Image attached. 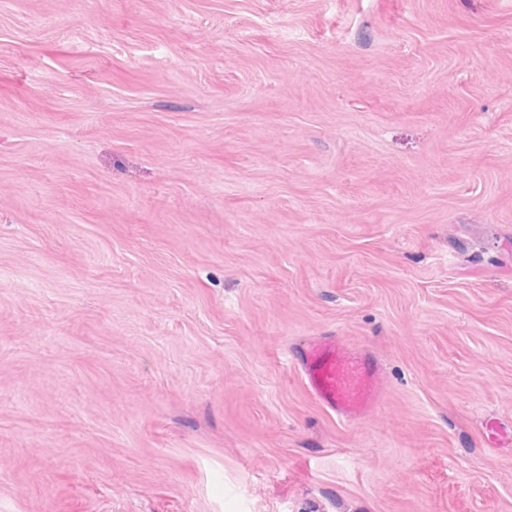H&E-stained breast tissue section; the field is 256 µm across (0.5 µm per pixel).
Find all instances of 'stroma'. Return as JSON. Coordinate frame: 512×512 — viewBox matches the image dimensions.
<instances>
[{
	"label": "stroma",
	"mask_w": 512,
	"mask_h": 512,
	"mask_svg": "<svg viewBox=\"0 0 512 512\" xmlns=\"http://www.w3.org/2000/svg\"><path fill=\"white\" fill-rule=\"evenodd\" d=\"M490 418L512 0H0V512H512ZM293 357L310 395L338 419L362 420L379 406L387 382L380 359L370 350L324 334L301 344Z\"/></svg>",
	"instance_id": "obj_1"
}]
</instances>
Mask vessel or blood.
Returning <instances> with one entry per match:
<instances>
[{
    "mask_svg": "<svg viewBox=\"0 0 512 512\" xmlns=\"http://www.w3.org/2000/svg\"><path fill=\"white\" fill-rule=\"evenodd\" d=\"M293 357L310 395L338 419L358 421L379 406L387 382L380 359L370 350L324 334L301 344Z\"/></svg>",
    "mask_w": 512,
    "mask_h": 512,
    "instance_id": "obj_1",
    "label": "vessel or blood"
}]
</instances>
